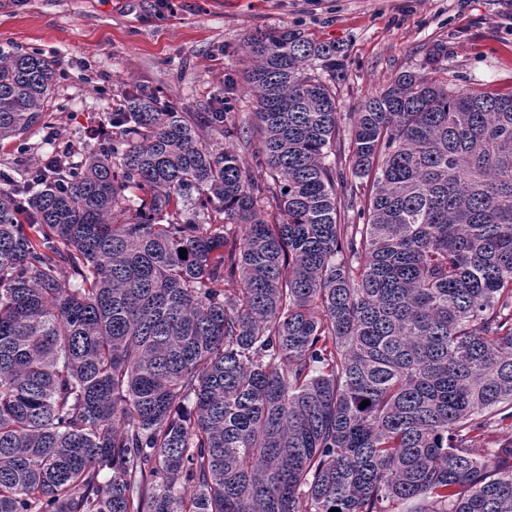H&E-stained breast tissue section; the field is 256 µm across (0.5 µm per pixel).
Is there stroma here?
<instances>
[{"label": "stroma", "instance_id": "35a3bbf8", "mask_svg": "<svg viewBox=\"0 0 512 512\" xmlns=\"http://www.w3.org/2000/svg\"><path fill=\"white\" fill-rule=\"evenodd\" d=\"M0 0V46L56 56L64 71L39 151L93 146L107 113L140 88L249 122L255 32L288 26L345 57L336 82L341 131L351 112L402 71L425 70L450 86L512 91V0ZM444 53L431 56L435 45Z\"/></svg>", "mask_w": 512, "mask_h": 512}]
</instances>
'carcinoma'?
<instances>
[{
  "instance_id": "obj_1",
  "label": "carcinoma",
  "mask_w": 512,
  "mask_h": 512,
  "mask_svg": "<svg viewBox=\"0 0 512 512\" xmlns=\"http://www.w3.org/2000/svg\"><path fill=\"white\" fill-rule=\"evenodd\" d=\"M246 48L247 134L138 89L80 161L0 169V512H512V441L474 448L512 433V92L399 73L346 224L340 52ZM61 76L0 47V143Z\"/></svg>"
}]
</instances>
